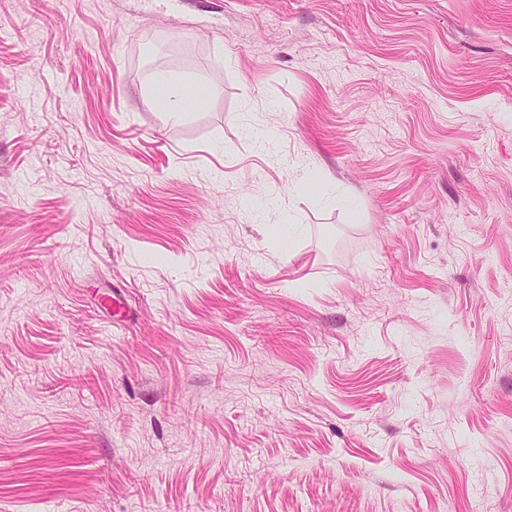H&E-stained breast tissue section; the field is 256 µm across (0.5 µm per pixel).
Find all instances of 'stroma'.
<instances>
[{
  "label": "stroma",
  "mask_w": 512,
  "mask_h": 512,
  "mask_svg": "<svg viewBox=\"0 0 512 512\" xmlns=\"http://www.w3.org/2000/svg\"><path fill=\"white\" fill-rule=\"evenodd\" d=\"M0 512H512V0H0ZM202 97L200 85H189L178 76L167 74L161 78L145 101L156 110L177 115L187 109V104L198 102Z\"/></svg>",
  "instance_id": "1"
}]
</instances>
